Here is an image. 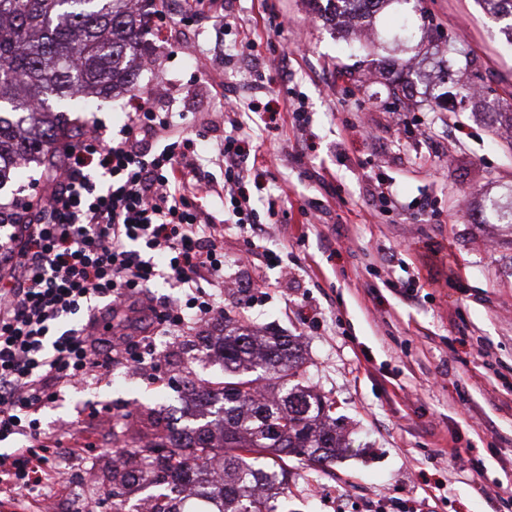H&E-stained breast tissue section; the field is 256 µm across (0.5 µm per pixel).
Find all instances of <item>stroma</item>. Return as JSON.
Instances as JSON below:
<instances>
[{
  "mask_svg": "<svg viewBox=\"0 0 512 512\" xmlns=\"http://www.w3.org/2000/svg\"><path fill=\"white\" fill-rule=\"evenodd\" d=\"M416 5L425 27L407 50L391 37L392 10L334 23L309 0H168L140 62V84L197 133L218 182L221 105L238 97L265 155L261 182L245 187L286 193L263 242L276 267L260 254L237 264L243 231L225 223L223 197L205 203L224 227L225 276L262 284L251 299L216 291L217 303L300 338L304 379L335 401L350 443L326 468L293 469L282 512H500L512 495V224L498 219L512 204V123L496 118L512 100V41L485 0ZM397 77L408 100L392 93ZM132 103L121 94L78 113L75 135L118 131ZM379 185L393 192L382 212L368 203ZM312 200L315 224L302 212ZM222 373L190 336L159 374L68 388L42 426L92 436L96 449L59 462L56 494L90 468L86 512H112L116 440L152 433L177 415L186 383Z\"/></svg>",
  "mask_w": 512,
  "mask_h": 512,
  "instance_id": "1",
  "label": "stroma"
}]
</instances>
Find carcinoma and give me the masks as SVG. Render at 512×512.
<instances>
[{"label":"carcinoma","mask_w":512,"mask_h":512,"mask_svg":"<svg viewBox=\"0 0 512 512\" xmlns=\"http://www.w3.org/2000/svg\"><path fill=\"white\" fill-rule=\"evenodd\" d=\"M371 17L391 0H337ZM158 0H0V188L12 170L59 161L71 136L65 101L92 104L140 91L136 61ZM224 376L193 385L194 422L173 418L123 449L112 467V512L135 479L159 488L152 512H182L174 493L195 486L200 512H277L288 462L325 466L349 447L334 402L304 384L297 339L224 319L204 338Z\"/></svg>","instance_id":"cac0c4a2"}]
</instances>
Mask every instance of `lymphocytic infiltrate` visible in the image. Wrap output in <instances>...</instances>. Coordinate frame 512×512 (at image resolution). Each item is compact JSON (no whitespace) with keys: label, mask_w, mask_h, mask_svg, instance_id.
Listing matches in <instances>:
<instances>
[{"label":"lymphocytic infiltrate","mask_w":512,"mask_h":512,"mask_svg":"<svg viewBox=\"0 0 512 512\" xmlns=\"http://www.w3.org/2000/svg\"><path fill=\"white\" fill-rule=\"evenodd\" d=\"M231 126L218 147L224 213L231 224L258 223L244 191L250 142L240 134L241 104H227ZM190 135L151 97H139L118 135L94 132L69 145L62 164L42 175L36 203L17 197L0 207V506L35 497L51 483L61 450L40 413L74 383L120 363L151 364L147 334L124 336L91 316L149 310L175 336L218 309L200 272L224 278V226L204 215L214 193ZM167 255L158 267L152 253ZM178 295L154 305L144 295L157 279ZM89 313L85 325L69 321Z\"/></svg>","instance_id":"1"}]
</instances>
